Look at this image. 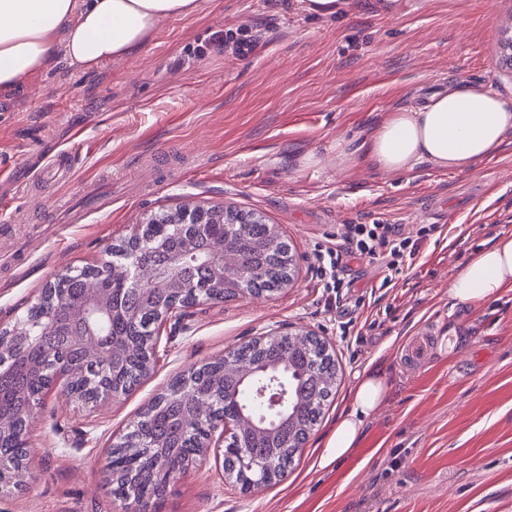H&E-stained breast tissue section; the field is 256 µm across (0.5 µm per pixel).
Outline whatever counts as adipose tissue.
I'll use <instances>...</instances> for the list:
<instances>
[{
	"label": "adipose tissue",
	"mask_w": 512,
	"mask_h": 512,
	"mask_svg": "<svg viewBox=\"0 0 512 512\" xmlns=\"http://www.w3.org/2000/svg\"><path fill=\"white\" fill-rule=\"evenodd\" d=\"M199 0H0V94L23 90L50 69L56 55L93 71L128 57L151 38L159 22L196 13ZM512 135V96L464 79L417 104L386 113L361 145L343 150L339 163L364 156L373 166L408 173L424 161L446 171H471L496 154ZM512 289V232L482 245L448 284L453 304H477ZM391 386L385 368L355 374L347 412L336 420L319 456L320 468L343 465L358 448L373 413Z\"/></svg>",
	"instance_id": "1"
}]
</instances>
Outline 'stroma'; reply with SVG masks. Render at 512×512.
Segmentation results:
<instances>
[{"label":"stroma","mask_w":512,"mask_h":512,"mask_svg":"<svg viewBox=\"0 0 512 512\" xmlns=\"http://www.w3.org/2000/svg\"><path fill=\"white\" fill-rule=\"evenodd\" d=\"M200 3L161 21L133 57L92 72L61 62L0 96V329L151 215L197 205L274 225L293 279L271 296L193 308L186 328L163 334L150 373L118 397L91 407L47 395L29 427L31 469L0 495V512H121L105 453L173 378L255 337L306 331L332 347L339 385L292 470L244 493L212 448L157 512H512V290L476 307L448 300L469 256L512 231V139L467 173L336 161L386 112L449 77L512 95L500 47L512 0H343L331 17L308 13L305 0ZM240 40L250 52L238 53ZM73 144L76 171L31 187L34 171ZM84 181L112 208L57 231L67 209L84 207ZM347 224L431 233L393 280L360 258L338 292L321 280L317 254ZM425 329L462 349L407 366L405 349ZM373 361L388 372L389 402L348 462L319 469L353 377Z\"/></svg>","instance_id":"1"}]
</instances>
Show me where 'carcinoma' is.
<instances>
[{
  "mask_svg": "<svg viewBox=\"0 0 512 512\" xmlns=\"http://www.w3.org/2000/svg\"><path fill=\"white\" fill-rule=\"evenodd\" d=\"M207 219L224 225V236L233 242L239 252L242 263L247 268L246 288L254 294L270 293L285 285L290 275L292 257L288 245L270 224L243 212L222 206L206 208ZM176 214L163 212L152 218L145 234L157 236L164 241L162 247L155 245L144 249V259L153 264H165L171 255L183 247L177 236ZM87 270L81 269L68 274L56 288V296L64 295L72 301L80 298L85 286ZM183 282L189 290L202 289L211 284L208 269L201 263H190L181 270ZM172 294L160 290L150 297L126 291L121 294L122 310L132 313V318L117 314L107 321L102 336H123L136 343L156 328L155 310L167 304ZM28 345L32 355L45 356V360L54 361L59 355L67 359L78 369L90 362L91 353L85 349H74L61 336L52 334L33 336ZM294 361L295 368L288 371V381L297 387L299 381L295 374L305 376V395L302 401L291 406L289 425L280 437L273 440L256 435L250 427L240 434L239 439L231 441L224 449V471L235 474V481L245 483L243 460L253 463L260 471H283L292 465L294 456L302 449L310 432L318 424L324 407L334 395L338 375L335 356L316 343L296 341L291 336L262 344L246 343L238 348L239 354L259 364H271L279 359L283 351ZM120 376L126 378L127 388H132L140 379L139 358L126 356V364ZM10 386L0 389V414L13 421L14 433L0 437V461H12L25 452L24 441L18 435H26L27 423L22 419L21 406L39 391L38 382L24 368L11 370ZM196 382L205 386L216 383L223 385V391L239 395V401H250L248 389L241 385L233 374L224 369L220 362L214 361L199 367ZM209 427L208 420L194 414L190 399L182 397L169 400L152 409L137 426L131 430L134 447L117 455L113 462L117 465L151 466L153 473L139 488L126 486L122 477L112 483L113 496L122 501L147 508L165 497L167 485L163 470L166 463L149 459L140 451L153 442L166 445L168 456L187 460L196 451V440Z\"/></svg>",
  "mask_w": 512,
  "mask_h": 512,
  "instance_id": "carcinoma-1",
  "label": "carcinoma"
}]
</instances>
